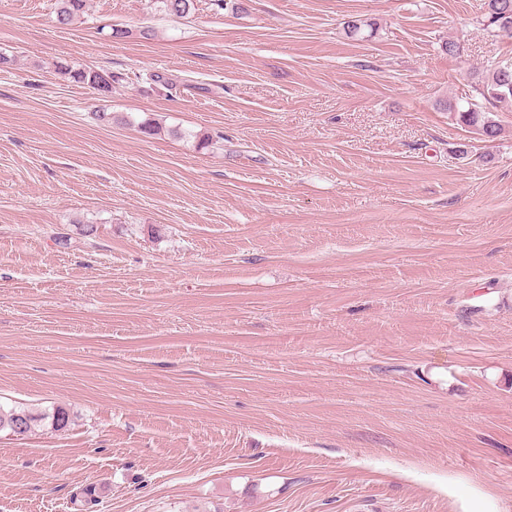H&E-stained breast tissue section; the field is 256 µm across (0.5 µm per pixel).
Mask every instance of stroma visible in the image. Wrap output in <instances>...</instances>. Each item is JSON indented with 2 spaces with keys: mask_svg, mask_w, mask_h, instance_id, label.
I'll use <instances>...</instances> for the list:
<instances>
[{
  "mask_svg": "<svg viewBox=\"0 0 512 512\" xmlns=\"http://www.w3.org/2000/svg\"><path fill=\"white\" fill-rule=\"evenodd\" d=\"M241 4L0 0V404L71 420L0 433V512H512V112L442 107L512 38ZM58 71L77 83L88 84L100 92L110 93L112 90V83L118 82L122 77L116 75H104L97 71L86 70L82 68H75L68 63H57Z\"/></svg>",
  "mask_w": 512,
  "mask_h": 512,
  "instance_id": "1",
  "label": "stroma"
}]
</instances>
